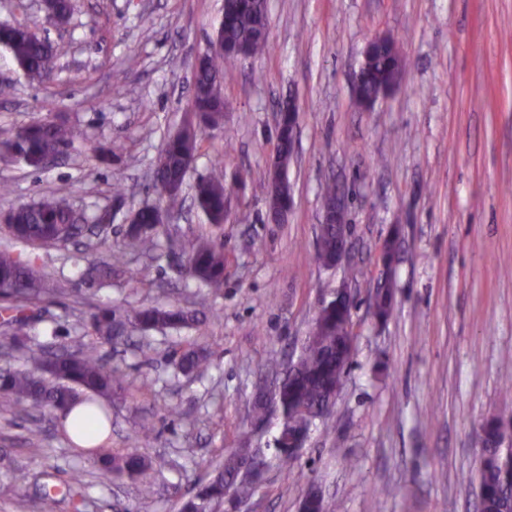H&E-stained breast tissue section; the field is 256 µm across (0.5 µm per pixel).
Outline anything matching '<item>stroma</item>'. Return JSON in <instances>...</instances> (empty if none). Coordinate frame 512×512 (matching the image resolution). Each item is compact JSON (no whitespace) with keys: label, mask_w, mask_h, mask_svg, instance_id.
Returning a JSON list of instances; mask_svg holds the SVG:
<instances>
[{"label":"stroma","mask_w":512,"mask_h":512,"mask_svg":"<svg viewBox=\"0 0 512 512\" xmlns=\"http://www.w3.org/2000/svg\"><path fill=\"white\" fill-rule=\"evenodd\" d=\"M224 0H72L64 26L42 20L37 0H0V23L25 21L67 45L51 79L26 78L0 49V141L35 118L62 115L88 142L39 170L0 158L12 194L0 212L54 191L112 222L91 239L87 264L126 249L131 275L35 309L29 343L57 329L59 344L87 339L96 310L141 305L196 311L198 328H129L105 355L126 375L112 398L105 443L146 456L150 488L101 479L93 450L74 446L46 409L0 403V512H37L43 484L62 489L57 512H179L211 477L215 457L260 449L268 466L253 496L222 512H299L317 486L331 512H480V426L512 416V0H266L269 55L228 61L224 122L203 134L183 186L186 204L161 237L209 233L192 198L214 159L244 188L220 239L229 263L213 290L161 259L126 248L131 213L155 203L151 171L191 107V63ZM399 41V87L368 112L353 103L372 36ZM298 108L288 166L291 209L269 223L267 170L279 104ZM111 149L109 161L97 152ZM344 197L353 251L324 268L316 227L323 191ZM399 227L391 271L381 248ZM56 276L76 278L75 244H14ZM396 293L375 320L369 297L382 274ZM350 288L355 345L330 415L317 421L290 470L278 465L281 415L255 423L252 402L271 383V356L295 359L322 299ZM197 345L206 376L177 370L175 352ZM151 434L135 440L140 427ZM80 498L72 505L67 487Z\"/></svg>","instance_id":"stroma-1"}]
</instances>
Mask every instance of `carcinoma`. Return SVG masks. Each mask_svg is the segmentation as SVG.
Returning a JSON list of instances; mask_svg holds the SVG:
<instances>
[{
    "mask_svg": "<svg viewBox=\"0 0 512 512\" xmlns=\"http://www.w3.org/2000/svg\"><path fill=\"white\" fill-rule=\"evenodd\" d=\"M71 10V0H44L42 4L44 15L50 17L67 18ZM265 23V0H224L222 15L213 25V36L192 65L194 121L168 137L155 162V182L170 183L172 190L160 195L158 203L144 204L133 210L131 219L141 226V230L126 233L132 247L144 253L159 249L162 215L182 206L186 178L182 164L187 159H196L203 129L219 126L224 118V62L230 59L225 50L246 47L253 56L266 55L269 42L261 35ZM0 48L9 52L23 74L38 81L50 78L59 59L66 54L65 47L54 46L39 38L30 25L22 23L0 25ZM403 66L404 59L397 53L392 38H387L384 46L373 47L367 54L362 84L354 91L355 106L359 108L368 100L379 99ZM290 111L289 105H282L276 127L277 146L287 161L294 152L290 126L295 116ZM85 140L86 134L80 127L55 116L35 119L22 126L12 138L0 143V150L5 158L39 169L46 166L49 159L68 152ZM233 193V185L224 179L223 161L219 160L211 174L197 182L195 207L208 224L221 230L225 221V202ZM5 227L11 239L30 246L67 242L84 236L87 231V225L76 223L71 203L60 193L11 207L5 213ZM318 242V260L324 262L336 244L332 225H319ZM177 250L184 257L190 277L216 291L223 288L226 269L223 245L201 235L179 244ZM124 264V254L114 252L111 260L88 266L82 274V282L87 288L110 283L113 274L123 271ZM0 287L3 288V300L8 302L3 308L4 323L9 327L10 341L15 344L25 343L29 328L26 312L30 306L45 296L73 292L69 280L53 279L43 266L8 251L0 253ZM346 321V316L331 312L316 322L314 335L303 346L299 366L282 380L280 406L286 417H295L301 404L318 414L323 411L328 402V389L336 383V373L348 361L340 351ZM128 322L142 329L157 326L182 329L198 326L202 320L195 312L182 307L137 308L127 315L125 322L117 319L114 311L102 309L90 322L93 339L79 342L74 352L51 358L45 345L33 344L26 346V368L1 366L0 399L7 403L27 402L34 407L48 408L61 421L65 420L70 407L81 401L86 404V415L83 421L73 424L75 435L82 436L88 423L105 429L112 423V396L123 388L125 379L118 368L104 362L99 346L121 340ZM177 367L183 373L203 375L210 367L208 355L196 347H189L178 356ZM482 431L490 446L482 449L479 462L481 512H506L512 505V470L502 468L498 449L491 443L509 440L512 430L493 417L483 423ZM251 453L250 448H236L225 455L215 466L214 477L188 497L181 509L212 512V506L224 502V490L232 485L241 496L250 495L252 486L238 482V475ZM96 464L100 477L105 480L111 479L114 473L124 472L144 487L153 483L152 463L138 453L114 456L104 451L99 454ZM58 503L56 495L44 487L38 495L37 510L56 512Z\"/></svg>",
    "mask_w": 512,
    "mask_h": 512,
    "instance_id": "cac0c4a2",
    "label": "carcinoma"
}]
</instances>
